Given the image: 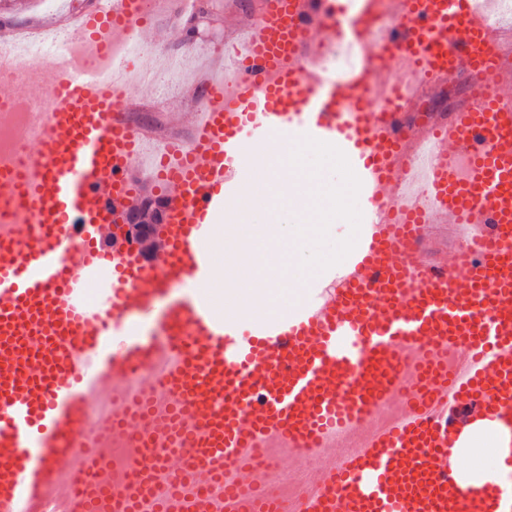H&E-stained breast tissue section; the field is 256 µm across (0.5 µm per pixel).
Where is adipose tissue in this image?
Masks as SVG:
<instances>
[{
    "mask_svg": "<svg viewBox=\"0 0 512 512\" xmlns=\"http://www.w3.org/2000/svg\"><path fill=\"white\" fill-rule=\"evenodd\" d=\"M512 449V436L504 433L496 422L474 415L464 425L451 450V459L459 474V485L465 492H480L498 484L500 456Z\"/></svg>",
    "mask_w": 512,
    "mask_h": 512,
    "instance_id": "1",
    "label": "adipose tissue"
}]
</instances>
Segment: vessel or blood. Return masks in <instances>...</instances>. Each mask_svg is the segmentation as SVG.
I'll return each mask as SVG.
<instances>
[{
    "instance_id": "vessel-or-blood-1",
    "label": "vessel or blood",
    "mask_w": 512,
    "mask_h": 512,
    "mask_svg": "<svg viewBox=\"0 0 512 512\" xmlns=\"http://www.w3.org/2000/svg\"><path fill=\"white\" fill-rule=\"evenodd\" d=\"M380 0H260L234 85L196 69L189 139L134 125L72 56L36 62L22 164L0 161V512H512V455L488 494L461 495L449 449L480 409L512 434V58L468 0H381L394 20L340 80L315 60ZM160 0H96L64 32L106 56ZM41 25L0 30V70ZM483 104L408 123L460 72ZM310 136L347 156L369 217L331 292L292 316L216 317L199 289L205 225L257 143ZM151 177L163 250H103L102 227ZM468 157L458 168V157ZM465 226L478 259H423L428 225ZM355 449L328 451L343 438ZM189 447H182V440ZM315 448L323 476L276 492L256 462Z\"/></svg>"
}]
</instances>
